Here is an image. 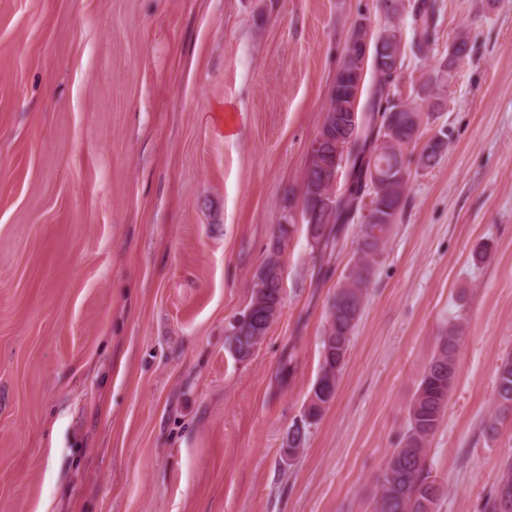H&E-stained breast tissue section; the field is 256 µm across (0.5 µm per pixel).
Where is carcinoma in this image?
I'll list each match as a JSON object with an SVG mask.
<instances>
[{"label":"carcinoma","instance_id":"cac0c4a2","mask_svg":"<svg viewBox=\"0 0 512 512\" xmlns=\"http://www.w3.org/2000/svg\"><path fill=\"white\" fill-rule=\"evenodd\" d=\"M386 16L381 28L394 38L393 44H375L378 33L371 36L372 66L375 82L361 105L365 112L360 133L346 157L336 153L312 155L302 184V205L313 213L314 233L310 244L315 254L317 279L329 276L344 247L345 226L360 221L358 248L348 266L347 274L336 285L328 303L326 322L321 336V362L318 376L311 386L300 420L303 432L288 439V459L296 458L307 442L310 429L321 420L336 396L346 356L355 328L360 320L369 288L375 275V265L388 242L392 226L405 211L407 188L411 172L405 166L403 149L421 137V127L408 120V106L428 103L427 116L440 110L441 103L431 101L432 84L451 76L456 64L471 52L469 36L459 34L448 44V52L434 74L419 87L413 100L395 99L390 87L402 72L407 54L417 60L426 59L434 45L439 25L437 0H380ZM410 17V45L402 42V33L394 19ZM351 61L342 56L333 89L318 136L336 140V122L331 114L354 109L355 76L349 70ZM449 135L437 131L426 142L418 163L435 165L448 151ZM385 164L394 179L376 184L370 171L371 162ZM345 166L343 187L323 185L318 175L330 164ZM370 203H365V199ZM289 229L278 225V235L271 242L262 267V275H253L252 292L247 308L251 320L235 327L228 338V350L237 359L259 343L268 330L273 311L282 309L280 291L281 258ZM462 326L451 324L437 338L431 359L421 374L414 396L408 406L405 432L399 447L393 449L378 478L371 512H439L448 495L445 485H437L427 468L428 445L447 411L448 394L455 384L458 355L462 341ZM512 413V354H506L497 368L495 413L486 423L484 432L492 437L499 419ZM512 498V461L501 468L496 492L488 512H503L502 497Z\"/></svg>","mask_w":512,"mask_h":512}]
</instances>
